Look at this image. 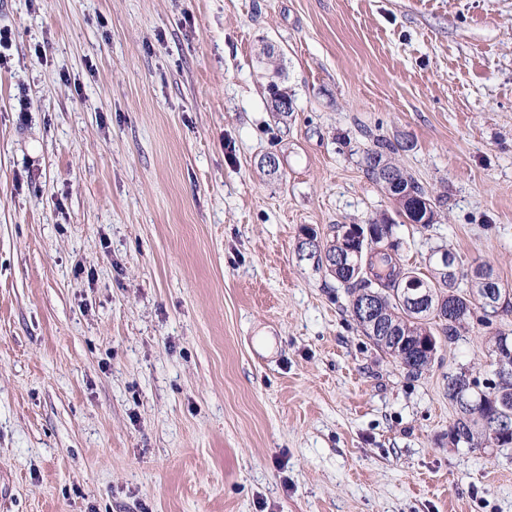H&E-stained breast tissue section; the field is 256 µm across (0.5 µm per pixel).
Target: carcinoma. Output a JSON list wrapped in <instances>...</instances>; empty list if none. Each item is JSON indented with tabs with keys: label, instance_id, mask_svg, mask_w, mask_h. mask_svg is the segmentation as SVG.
<instances>
[{
	"label": "carcinoma",
	"instance_id": "cac0c4a2",
	"mask_svg": "<svg viewBox=\"0 0 512 512\" xmlns=\"http://www.w3.org/2000/svg\"><path fill=\"white\" fill-rule=\"evenodd\" d=\"M402 150L404 146L400 142L374 140L372 146L363 151L366 174L396 202L398 214L406 223L432 224L435 210L426 191L396 162L395 155ZM393 226L395 222L385 217L368 223L378 243H386L384 252L368 249L363 241L336 233L331 243L323 248L325 269L347 290L350 314L364 335L407 375L418 377L431 365L440 347L431 324L441 327L448 342H454L470 318L471 295L458 277L441 272L437 257L443 252L454 257L448 249L432 251L429 274L424 277L397 265L390 254L398 248V243L391 241ZM344 252L351 253L355 266L347 269L339 266L338 258ZM407 274L414 276L432 299L444 301L440 312L431 318H420L409 311L400 296L403 276ZM366 293L374 295L382 325L390 329V338L386 340L372 335L359 315V302ZM503 340L502 336L494 337L493 348L489 351L494 378L482 385L477 378L469 377L479 389L478 397L464 404L458 402L454 392L455 374H448V399L455 405L457 414L450 431H463L462 436L452 440L458 447L485 449L512 445V358L500 363L495 350Z\"/></svg>",
	"mask_w": 512,
	"mask_h": 512
}]
</instances>
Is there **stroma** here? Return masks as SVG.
I'll return each instance as SVG.
<instances>
[{"label": "stroma", "mask_w": 512, "mask_h": 512, "mask_svg": "<svg viewBox=\"0 0 512 512\" xmlns=\"http://www.w3.org/2000/svg\"><path fill=\"white\" fill-rule=\"evenodd\" d=\"M0 28V512H512V447L448 441V375L490 379L512 312L411 378L299 249L395 217L380 137L441 200L400 263L512 289V0H0Z\"/></svg>", "instance_id": "stroma-1"}]
</instances>
